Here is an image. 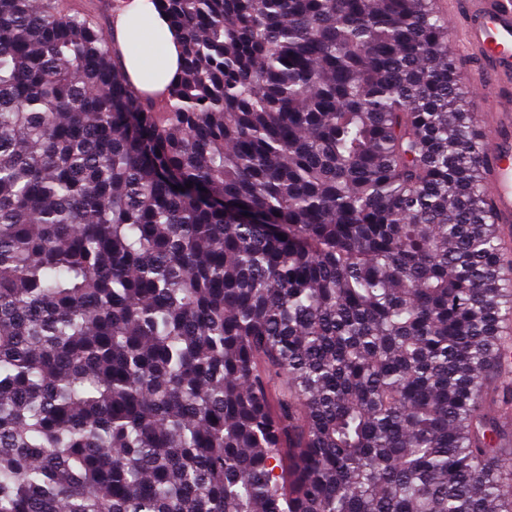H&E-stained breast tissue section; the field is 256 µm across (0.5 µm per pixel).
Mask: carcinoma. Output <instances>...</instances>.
Returning <instances> with one entry per match:
<instances>
[{"instance_id": "1", "label": "carcinoma", "mask_w": 512, "mask_h": 512, "mask_svg": "<svg viewBox=\"0 0 512 512\" xmlns=\"http://www.w3.org/2000/svg\"><path fill=\"white\" fill-rule=\"evenodd\" d=\"M165 89L0 0V512H512V254L436 0H153Z\"/></svg>"}]
</instances>
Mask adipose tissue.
<instances>
[{"label":"adipose tissue","instance_id":"adipose-tissue-1","mask_svg":"<svg viewBox=\"0 0 512 512\" xmlns=\"http://www.w3.org/2000/svg\"><path fill=\"white\" fill-rule=\"evenodd\" d=\"M114 37L136 89H161L177 73L180 40L152 0H133L116 19Z\"/></svg>","mask_w":512,"mask_h":512}]
</instances>
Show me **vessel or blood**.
<instances>
[{
  "mask_svg": "<svg viewBox=\"0 0 512 512\" xmlns=\"http://www.w3.org/2000/svg\"><path fill=\"white\" fill-rule=\"evenodd\" d=\"M452 32L462 55H477L467 75L475 97L496 84L494 103L482 102L478 118L491 132L487 141V195L495 223L512 228V0H450Z\"/></svg>",
  "mask_w": 512,
  "mask_h": 512,
  "instance_id": "b4317fda",
  "label": "vessel or blood"
}]
</instances>
